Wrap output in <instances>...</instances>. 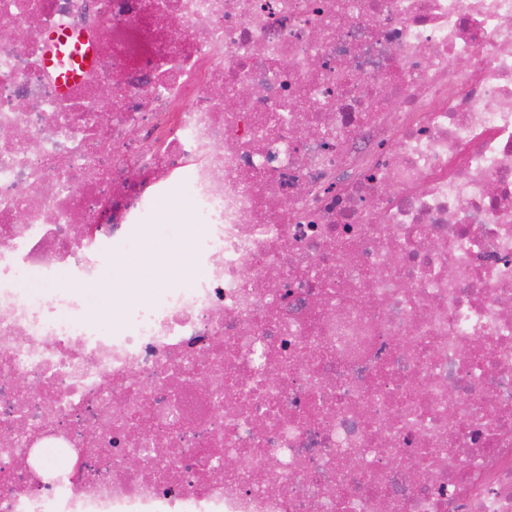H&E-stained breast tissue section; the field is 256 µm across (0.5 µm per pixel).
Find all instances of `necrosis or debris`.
Masks as SVG:
<instances>
[{
    "mask_svg": "<svg viewBox=\"0 0 512 512\" xmlns=\"http://www.w3.org/2000/svg\"><path fill=\"white\" fill-rule=\"evenodd\" d=\"M4 29L0 512H512V0H0ZM52 32L96 57L66 93ZM176 184L190 269L91 318L176 247ZM189 267V245L184 241L176 250L167 254L144 252L124 262L103 285L91 315L94 318L110 319L118 317L117 297L121 295L128 301H139L157 286L166 281L162 276L171 266ZM151 271V276L146 275ZM139 284V288H130L131 280ZM114 289V290H113Z\"/></svg>",
    "mask_w": 512,
    "mask_h": 512,
    "instance_id": "4bbe7bcc",
    "label": "necrosis or debris"
}]
</instances>
